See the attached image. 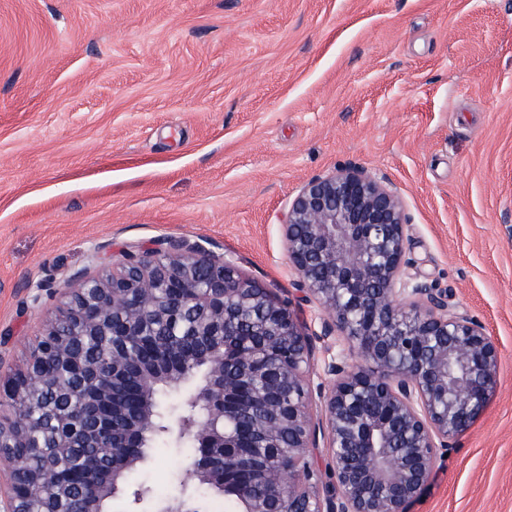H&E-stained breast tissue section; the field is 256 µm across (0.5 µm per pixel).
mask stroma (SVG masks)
<instances>
[{
  "label": "stroma",
  "mask_w": 512,
  "mask_h": 512,
  "mask_svg": "<svg viewBox=\"0 0 512 512\" xmlns=\"http://www.w3.org/2000/svg\"><path fill=\"white\" fill-rule=\"evenodd\" d=\"M346 168L496 342L485 411L409 512H512V0H0V358L74 274L185 237L291 300L281 222ZM168 445L134 484L178 488Z\"/></svg>",
  "instance_id": "35a3bbf8"
}]
</instances>
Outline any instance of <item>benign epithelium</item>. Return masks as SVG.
I'll use <instances>...</instances> for the list:
<instances>
[{
    "label": "benign epithelium",
    "mask_w": 512,
    "mask_h": 512,
    "mask_svg": "<svg viewBox=\"0 0 512 512\" xmlns=\"http://www.w3.org/2000/svg\"><path fill=\"white\" fill-rule=\"evenodd\" d=\"M299 284L320 307L311 336L291 303L241 274L197 241L166 236L110 268L86 269L46 320L28 363L0 375L3 512L71 487L72 512H101L126 472L144 462L143 432L198 448L183 490L161 512H196L188 485L224 492L237 512H406L494 393L499 352L485 327L448 293L410 273L398 195L361 170L307 182L282 224ZM147 319L187 323V344L161 350L141 332ZM347 337L353 358L332 357L313 385L314 340ZM87 336H102L86 354ZM122 336L138 351H117ZM52 363L75 378L61 383ZM193 390L170 425L155 406L161 386ZM66 393L50 447L88 440L84 470L34 471L30 399ZM285 436L272 469L251 460L256 434ZM327 449L330 478L316 462ZM261 482L267 499L250 495Z\"/></svg>",
    "instance_id": "7a95c632"
}]
</instances>
